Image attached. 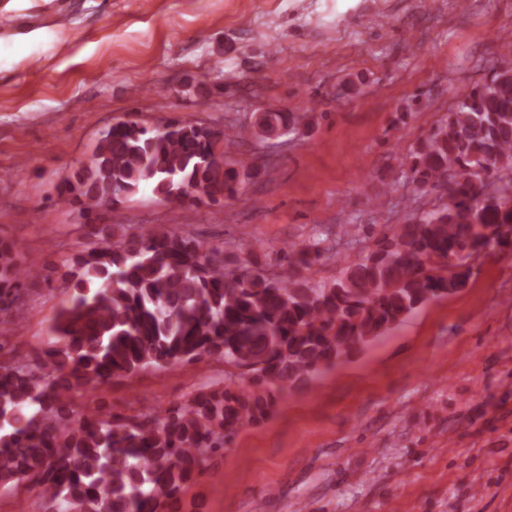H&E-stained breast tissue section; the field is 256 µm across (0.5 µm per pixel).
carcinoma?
<instances>
[{
    "label": "carcinoma",
    "mask_w": 512,
    "mask_h": 512,
    "mask_svg": "<svg viewBox=\"0 0 512 512\" xmlns=\"http://www.w3.org/2000/svg\"><path fill=\"white\" fill-rule=\"evenodd\" d=\"M288 127L266 112L259 129ZM237 136L195 123L160 129L112 125L90 162L63 176L57 199L86 220V247L51 274L69 295L42 354L0 362V491L38 487L58 512H181L205 459L245 425L266 419L277 396L315 379L359 346L471 277L481 240H512V61L504 59L414 152L417 185H448V202L390 228L329 285L300 275L321 251L292 249L281 271H241L224 249L183 230L137 234L100 228L90 215L143 188L180 204L237 196V168L213 142ZM495 172L498 184L484 175ZM196 188L193 196L183 193ZM453 256L450 265L443 259ZM42 274L0 239V322L23 320L19 298ZM231 368L224 386L138 420L100 411L74 418L72 398L112 378L203 358Z\"/></svg>",
    "instance_id": "cac0c4a2"
}]
</instances>
